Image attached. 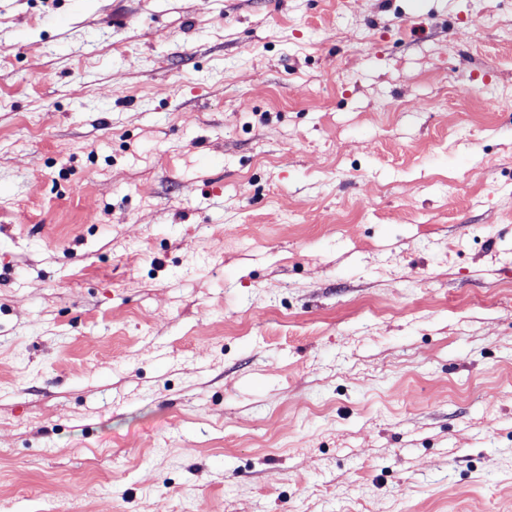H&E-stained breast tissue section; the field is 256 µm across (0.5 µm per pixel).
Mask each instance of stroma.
Wrapping results in <instances>:
<instances>
[{
  "label": "stroma",
  "mask_w": 512,
  "mask_h": 512,
  "mask_svg": "<svg viewBox=\"0 0 512 512\" xmlns=\"http://www.w3.org/2000/svg\"><path fill=\"white\" fill-rule=\"evenodd\" d=\"M0 512H512V0H0Z\"/></svg>",
  "instance_id": "obj_1"
}]
</instances>
